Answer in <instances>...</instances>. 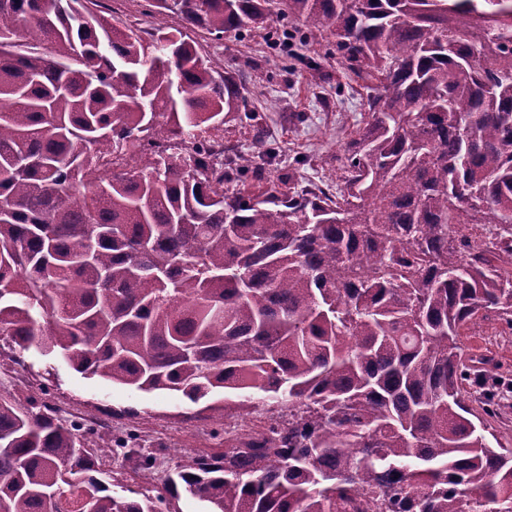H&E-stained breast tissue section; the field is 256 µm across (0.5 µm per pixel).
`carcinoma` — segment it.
I'll return each instance as SVG.
<instances>
[{
  "mask_svg": "<svg viewBox=\"0 0 512 512\" xmlns=\"http://www.w3.org/2000/svg\"><path fill=\"white\" fill-rule=\"evenodd\" d=\"M0 0V337L192 403L224 449L180 459L207 512H512L494 358L512 330V0ZM366 90L332 190L214 152L237 83L191 32L286 29ZM318 61L285 54L282 69ZM480 403L478 415L464 403ZM111 432L0 395V512H162L109 493ZM134 471L152 457L121 447ZM113 0H96L94 5H90L94 12L104 15L105 17H112V24H118L120 26H128L133 29H139L140 27L136 23L132 22L131 18L126 15V11H123L116 4L112 5ZM113 6V7H112ZM146 2V0H133L131 2V9L143 16L149 27H156V26H168V27H180V20L170 12H165L162 9L163 14H159L158 11H161V9L155 8L154 6H150ZM149 13V14H144ZM501 330L502 325L497 321L486 323L476 335L462 336L463 346L466 351L493 356L501 364V371L512 375V335L498 336ZM503 337H509L510 342L504 343Z\"/></svg>",
  "mask_w": 512,
  "mask_h": 512,
  "instance_id": "obj_1",
  "label": "carcinoma"
}]
</instances>
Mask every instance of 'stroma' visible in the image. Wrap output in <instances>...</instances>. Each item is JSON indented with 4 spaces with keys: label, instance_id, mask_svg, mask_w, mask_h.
Listing matches in <instances>:
<instances>
[{
    "label": "stroma",
    "instance_id": "35a3bbf8",
    "mask_svg": "<svg viewBox=\"0 0 512 512\" xmlns=\"http://www.w3.org/2000/svg\"><path fill=\"white\" fill-rule=\"evenodd\" d=\"M94 12L113 22L131 25V13L144 15L149 26L179 27L171 13H159L147 0H132L130 11L113 0H95ZM203 56L221 61L226 73L242 78L240 112L224 119L225 142L244 151L263 140L276 153L265 173L277 178L294 176L299 185L310 181L338 182L347 139L358 128L364 113L360 95H337L345 82L343 66L335 58L322 57L316 72H283L279 53L290 49L299 55L316 54L315 47L290 41H267L265 31L225 33L219 40L200 38ZM502 326L484 324L476 335L463 339L465 350L493 356L505 373L512 375V342H504ZM12 350L0 339V393L16 396L46 395L61 410L94 409L100 405L138 414L140 445L155 459V487H162L178 458L220 450L223 422L215 421L204 404L191 403L178 394L145 393L78 373L37 351L24 353L26 369L12 363Z\"/></svg>",
    "mask_w": 512,
    "mask_h": 512
}]
</instances>
